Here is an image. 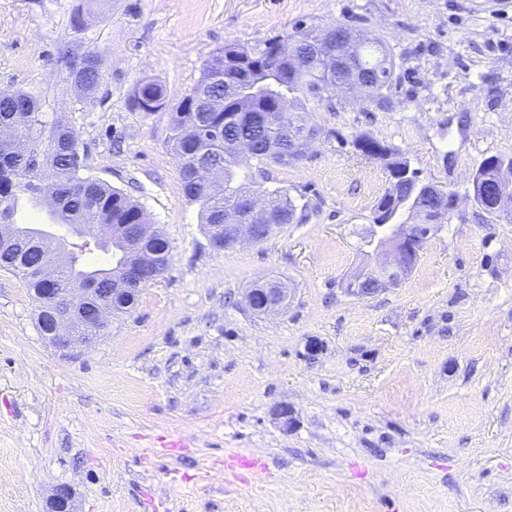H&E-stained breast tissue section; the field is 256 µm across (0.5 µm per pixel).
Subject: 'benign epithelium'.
Listing matches in <instances>:
<instances>
[{
  "label": "benign epithelium",
  "mask_w": 512,
  "mask_h": 512,
  "mask_svg": "<svg viewBox=\"0 0 512 512\" xmlns=\"http://www.w3.org/2000/svg\"><path fill=\"white\" fill-rule=\"evenodd\" d=\"M328 37L313 41V49H322L326 76L333 77L338 70L336 52L330 47ZM98 54L82 53L71 67L72 77L78 79L94 62ZM422 188L442 200L437 215L442 223L450 218L460 203L459 194L435 183L423 182ZM235 200L245 203L251 219H240L235 211L224 212L223 223L211 225L208 234L212 248L232 249L243 244H260L278 233L275 224H267L270 214L266 205V193L258 185H235ZM472 207L498 219L512 214V162L495 157L475 169L470 178V190L466 196ZM404 224H392L390 230L380 233L377 247L383 259L373 267L355 272L346 283V290L357 297H371L385 288L400 286L412 272L423 246L434 225L417 224L411 216L404 215ZM73 234L85 246H99L102 238L112 240V287L110 288H53L55 274L60 270L64 257L56 243L59 238L43 224L0 227V241L20 238L32 252L41 254L40 278L44 287L33 289L37 302V323L41 335L60 352H72L90 346L110 327L117 313L115 304L135 299L146 285L144 275L151 267L154 253L145 243L150 231L142 229L136 237L112 229L106 232L84 224L76 226ZM288 288L279 281H267L248 289L246 306L253 312L267 315L281 311L286 306ZM47 512H77L75 496L67 485H57L47 498Z\"/></svg>",
  "instance_id": "7a95c632"
}]
</instances>
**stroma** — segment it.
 Returning <instances> with one entry per match:
<instances>
[{
  "instance_id": "stroma-1",
  "label": "stroma",
  "mask_w": 512,
  "mask_h": 512,
  "mask_svg": "<svg viewBox=\"0 0 512 512\" xmlns=\"http://www.w3.org/2000/svg\"><path fill=\"white\" fill-rule=\"evenodd\" d=\"M88 3L0 0V91L34 94L47 124L71 127L82 176L135 200L171 260L71 355L0 269V512H45L57 485L78 512H512V219L460 203L401 286L359 298L343 285L376 262L371 210L389 187L355 136L461 195L484 157L512 156V0ZM336 23L389 50L391 108L344 90L309 99L306 156L252 163L308 219L212 249L178 175L173 108L217 49ZM88 49L104 67L87 99L70 69ZM147 80L164 107L131 110ZM271 279L287 307L251 312L245 292ZM174 439L183 449L162 451Z\"/></svg>"
}]
</instances>
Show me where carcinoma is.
Returning a JSON list of instances; mask_svg holds the SVG:
<instances>
[{
  "instance_id": "obj_1",
  "label": "carcinoma",
  "mask_w": 512,
  "mask_h": 512,
  "mask_svg": "<svg viewBox=\"0 0 512 512\" xmlns=\"http://www.w3.org/2000/svg\"><path fill=\"white\" fill-rule=\"evenodd\" d=\"M323 33L322 29L298 28L251 48L227 45L214 53L204 64L195 88L203 89L212 99L224 100V111L231 113L234 121L224 123L221 114L204 121L185 97L176 107L181 116L172 125L173 151L191 157L198 153L211 156V166L223 169L221 178L228 186L241 178L252 179L249 162L253 159L288 165L284 156L269 152V145L280 137L283 127L309 124L305 100L327 92L320 61L303 45L309 37ZM331 38L352 62L367 71L380 72L371 99L380 107H388L390 98L383 90L395 81V65L386 47L342 24L335 25ZM137 90L140 96H132L130 103L143 112L151 111V102L164 94L163 85L157 81H147ZM0 123L18 125L12 140L0 142V224L14 223L21 196H39L44 181L52 185L59 203L54 220L64 226L145 223L138 203L124 192L97 183L91 184L89 191L83 188L86 178L80 176L73 154L66 150L61 125L46 127L34 96L20 91L14 97L0 98ZM44 140L46 149L40 151ZM183 190L190 201L199 203L206 225L216 223L215 211L233 205L228 196L190 184L183 185ZM268 195L277 223L303 221V212L288 192L275 189ZM376 207L391 212L412 209L420 223H435V198L416 189L411 178L389 187ZM20 252L18 246L1 251L0 268L14 265ZM23 256L27 260L25 279L37 288L41 285L37 256L27 251Z\"/></svg>"
}]
</instances>
